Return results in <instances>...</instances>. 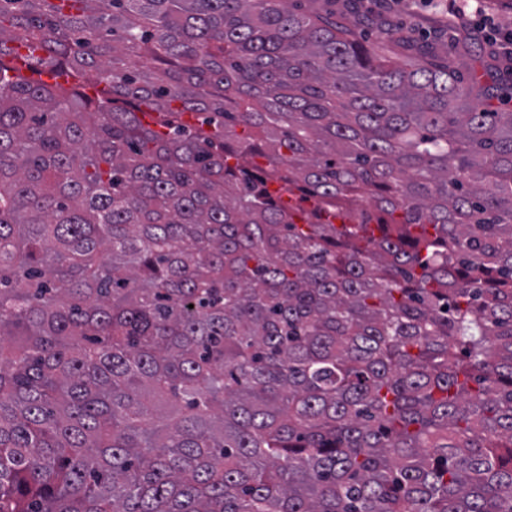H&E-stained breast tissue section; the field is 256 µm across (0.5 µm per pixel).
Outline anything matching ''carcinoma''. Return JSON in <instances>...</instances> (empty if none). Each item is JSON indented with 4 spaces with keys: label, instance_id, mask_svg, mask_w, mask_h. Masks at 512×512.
<instances>
[{
    "label": "carcinoma",
    "instance_id": "obj_1",
    "mask_svg": "<svg viewBox=\"0 0 512 512\" xmlns=\"http://www.w3.org/2000/svg\"><path fill=\"white\" fill-rule=\"evenodd\" d=\"M306 2L0 0V512H512V62Z\"/></svg>",
    "mask_w": 512,
    "mask_h": 512
}]
</instances>
